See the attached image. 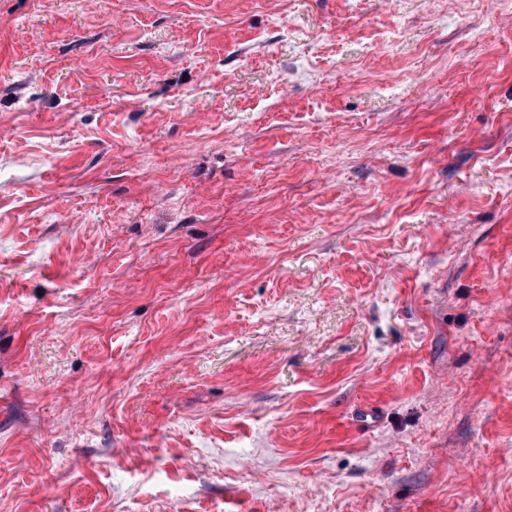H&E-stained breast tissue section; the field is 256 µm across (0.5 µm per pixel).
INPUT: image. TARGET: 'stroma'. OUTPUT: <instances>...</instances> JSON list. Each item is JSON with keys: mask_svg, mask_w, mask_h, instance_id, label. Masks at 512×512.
Segmentation results:
<instances>
[{"mask_svg": "<svg viewBox=\"0 0 512 512\" xmlns=\"http://www.w3.org/2000/svg\"><path fill=\"white\" fill-rule=\"evenodd\" d=\"M0 512H512V0H0Z\"/></svg>", "mask_w": 512, "mask_h": 512, "instance_id": "35a3bbf8", "label": "stroma"}]
</instances>
